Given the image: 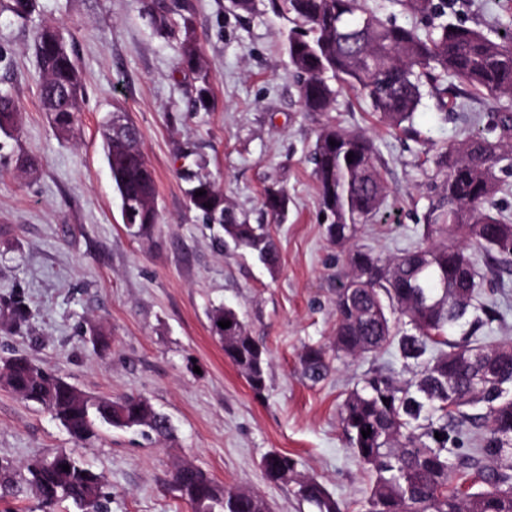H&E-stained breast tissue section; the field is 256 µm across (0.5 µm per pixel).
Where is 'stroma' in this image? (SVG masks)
Wrapping results in <instances>:
<instances>
[{
  "label": "stroma",
  "mask_w": 512,
  "mask_h": 512,
  "mask_svg": "<svg viewBox=\"0 0 512 512\" xmlns=\"http://www.w3.org/2000/svg\"><path fill=\"white\" fill-rule=\"evenodd\" d=\"M186 5L201 47L206 80L179 61L177 32L161 33L150 0H37L35 23L59 29L74 51L85 97L68 134L55 132L39 99L40 72L29 25L0 13V89L18 107L15 138L0 136V300L25 295L31 315L0 332V360L27 356L92 396L136 394L166 414L171 438L100 428L73 440L49 413L0 387V465L12 483L0 488V512H73L42 508L26 484L27 466L61 451L102 475L108 512H191L170 484L174 466L192 461L214 480L262 496L270 512H309L286 484L269 482L262 461L291 454L343 506L360 512L374 479L343 437L339 408L373 369L407 380L394 347L337 364L322 382L299 373L304 344L329 342L341 252L320 219L309 161L324 124L368 136L388 187L385 204L355 245L398 255L420 239L434 170L429 147L483 129L495 106L453 78L452 110L424 96L413 139L389 129L364 98L344 90L333 111H304L298 76L270 0L252 14L232 0H167ZM450 19L491 38L512 34V0H452ZM209 106L196 108L200 85ZM122 112L139 127L157 176L162 216L148 234L126 227L103 149V127ZM40 160L22 174L15 158ZM223 189L250 223L269 225L280 268L224 251L218 228L189 207L190 176ZM285 190L288 214L273 219L266 189ZM230 306L268 350L267 385L254 393L209 332L208 312ZM103 327L99 350L90 326Z\"/></svg>",
  "instance_id": "1"
}]
</instances>
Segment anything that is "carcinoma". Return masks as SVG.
<instances>
[{"label":"carcinoma","mask_w":512,"mask_h":512,"mask_svg":"<svg viewBox=\"0 0 512 512\" xmlns=\"http://www.w3.org/2000/svg\"><path fill=\"white\" fill-rule=\"evenodd\" d=\"M293 27L286 34L290 64L301 76L299 96L307 112L332 110L339 89L358 91L392 128L414 132L413 118L424 90L446 74L497 104L488 130L473 132L432 157L422 240L397 256L351 247L359 226L379 212L387 187L376 149L363 134L325 125L310 154L329 241L347 249L346 271L336 277V327L330 346L304 345L303 376L323 381L335 361L395 346L413 378L397 381L374 372L339 408V420L354 457L375 474L362 512H512V343L487 345L476 333L503 313L485 286L512 272V222L489 209L500 191L499 172L512 170V36L492 39L445 20L448 0H405L426 20L412 25L380 19L368 0H273ZM0 11L27 22L36 0H0ZM151 18L161 30L175 27L169 7L153 0ZM178 51L188 67L200 64L192 23L178 26ZM41 68L40 101L55 131L73 126L84 98L74 52L53 28H33ZM13 96L0 91V133L17 130ZM104 151L122 201V219L147 233L159 223L155 170L141 149L133 121L112 116ZM335 145H330V142ZM353 154L352 161L347 155ZM203 190L205 194L196 195ZM191 208L222 230L224 249L250 253L271 271L279 253L269 226L250 224L212 180L197 177L188 190ZM266 210L281 217L288 195L269 189ZM484 251V271L469 249ZM30 315L16 294L0 305V329L16 328ZM211 335L251 389L266 387L267 351L230 307L209 315ZM220 321L231 326L223 329ZM468 325L458 338L448 330ZM0 385L39 405L72 437L88 441L96 424L141 429L146 437L172 434L168 417L139 395L116 398L75 395L74 386L24 356L3 363ZM371 429L370 436L362 431ZM440 433L443 440L435 438ZM69 470H62V466ZM266 478L294 485L298 503L311 512H344L313 476L297 470L282 452L263 460ZM28 484L42 506L69 501L75 512H107L102 477L78 457L59 452L27 467ZM176 491L193 512H266L267 502L246 489H228L198 467L174 471Z\"/></svg>","instance_id":"obj_1"}]
</instances>
